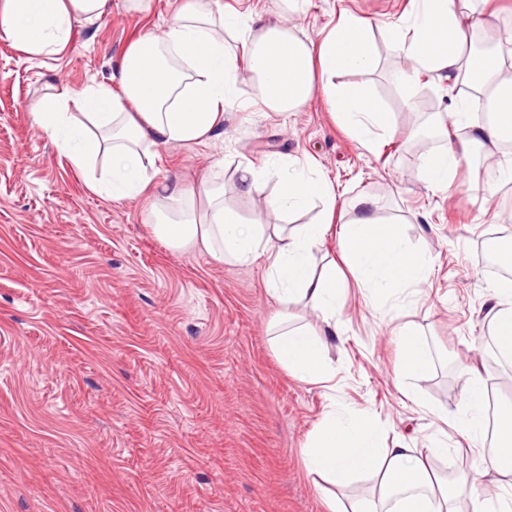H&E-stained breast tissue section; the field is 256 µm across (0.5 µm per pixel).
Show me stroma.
Wrapping results in <instances>:
<instances>
[{
  "instance_id": "stroma-1",
  "label": "stroma",
  "mask_w": 512,
  "mask_h": 512,
  "mask_svg": "<svg viewBox=\"0 0 512 512\" xmlns=\"http://www.w3.org/2000/svg\"><path fill=\"white\" fill-rule=\"evenodd\" d=\"M186 2L152 0L136 13L112 0L95 25L75 23L57 55L0 39V512H327L302 450L334 401L370 410L387 438L428 452L438 476L489 468L444 418L475 363L495 403L512 402V360L486 317L502 279L476 259L489 236L512 240L501 220L512 183L485 199L482 150L455 196L420 180L418 134L432 130V149L447 145L436 114L456 92L433 87L436 112L408 108L418 91L395 82L402 59L383 25L409 0H307L298 21L316 41L340 10L372 22L375 67L333 81L367 86L393 112L395 132L376 151L335 122L319 91L293 112L226 109L224 140L159 151L160 179L196 192L217 177L245 221L288 225L313 215L261 212L258 197L239 192V169L310 156L348 196L403 217L407 242L433 259L419 292L382 306L348 282L323 381L290 373L274 353L278 305L263 260L220 264L171 249L151 230L149 197L116 203L91 191L34 124L46 93L111 84L130 44L161 35ZM405 322L432 352L417 379L397 367L391 330ZM442 442L444 455L434 451Z\"/></svg>"
}]
</instances>
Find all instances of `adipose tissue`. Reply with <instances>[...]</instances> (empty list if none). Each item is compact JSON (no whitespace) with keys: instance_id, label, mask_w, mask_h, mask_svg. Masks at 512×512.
<instances>
[{"instance_id":"1","label":"adipose tissue","mask_w":512,"mask_h":512,"mask_svg":"<svg viewBox=\"0 0 512 512\" xmlns=\"http://www.w3.org/2000/svg\"><path fill=\"white\" fill-rule=\"evenodd\" d=\"M109 0H0V39L27 55L60 53L73 25L95 24ZM491 16L474 0H411L410 10L384 27L389 42L404 61L395 75L401 86L419 78L436 85L471 79L489 107L478 121L465 99L454 100L440 125L467 129L472 143L499 145L512 137V64L501 49L468 47L464 27L482 28ZM239 43L231 54L225 35ZM377 48L370 23L346 12L321 42L299 37L279 24H264L253 14L230 9L221 0L182 7L162 36L145 38L130 47L117 75L116 87H86L76 96L51 93L38 103L35 125L51 138L59 153L83 170L96 159L106 166L89 181L94 192L122 202L152 193L154 234L169 247L206 252L214 261L266 263L269 295L282 306L307 301L318 313L321 333L272 324L274 351L280 362L304 378L328 372L324 350L336 335V314L347 265L372 304L388 293L418 288L431 272V259L406 244L399 220L383 215L369 196L346 198L307 159H270L265 167L242 165L239 191L254 195L270 179L278 194L263 198L264 208L290 213L318 207L315 221L286 228L281 224H248L224 204V186L208 180L202 204L188 200L177 184L159 182L157 149L190 146L217 138L225 108L241 105V74L253 73L254 97L275 112L303 107L315 87H322L331 112L366 150L375 149L394 132L392 112L361 85L336 86L337 73L366 71L376 62ZM467 164L466 146L448 144L426 153L419 169L430 188H452ZM335 236L339 261L315 265L314 252ZM495 345L512 357V290L501 289L488 310ZM400 369L417 378L431 365V351L412 324L398 329ZM464 406L451 418L455 430L471 443L493 437L491 461L497 476L512 475V404L488 412L487 397L475 368H467ZM308 474L334 487L347 486L354 476L381 474L378 497L344 508L327 496L329 512H456L454 503L465 478L432 481L420 449L397 440L385 446L383 433L367 411H329L304 449Z\"/></svg>"}]
</instances>
